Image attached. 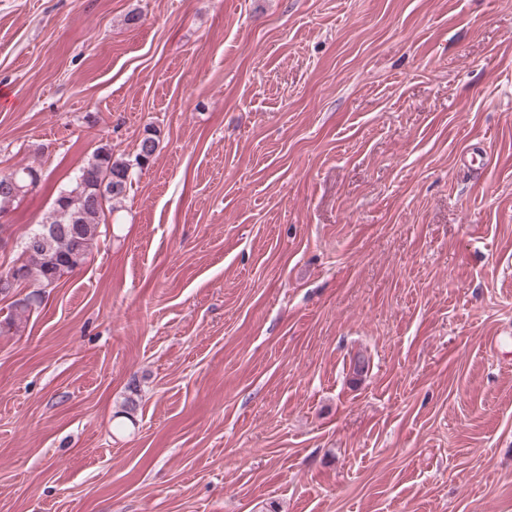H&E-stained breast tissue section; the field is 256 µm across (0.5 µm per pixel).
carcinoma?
Returning a JSON list of instances; mask_svg holds the SVG:
<instances>
[{"instance_id":"carcinoma-1","label":"carcinoma","mask_w":512,"mask_h":512,"mask_svg":"<svg viewBox=\"0 0 512 512\" xmlns=\"http://www.w3.org/2000/svg\"><path fill=\"white\" fill-rule=\"evenodd\" d=\"M158 145L157 131L145 129L137 146L136 164L150 163ZM15 174L22 187H34L42 177L41 171L32 166L22 167ZM130 184V163L114 156L110 148H99L74 180L58 190L42 223L22 236L20 254L12 260L19 276L12 285H0V295L15 296L30 287L46 289L81 267L93 250L99 225L105 223L106 204L123 197ZM31 306L29 296L15 300L14 312L4 318V326L18 329L22 315Z\"/></svg>"}]
</instances>
